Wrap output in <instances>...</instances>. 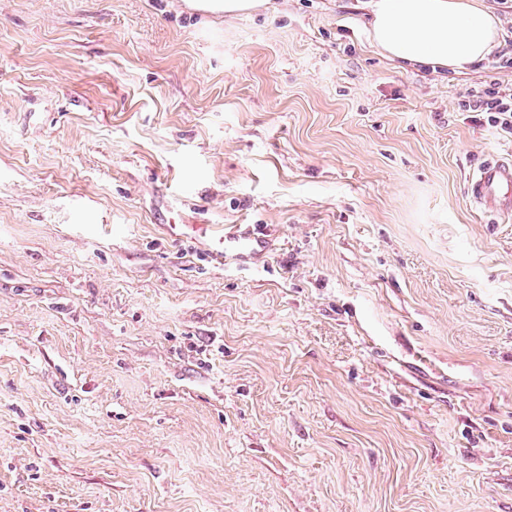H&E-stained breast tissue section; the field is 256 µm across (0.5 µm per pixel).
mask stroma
Here are the masks:
<instances>
[{
    "label": "stroma",
    "mask_w": 512,
    "mask_h": 512,
    "mask_svg": "<svg viewBox=\"0 0 512 512\" xmlns=\"http://www.w3.org/2000/svg\"><path fill=\"white\" fill-rule=\"evenodd\" d=\"M366 21L0 0V512H512V69ZM473 97L463 104L464 111L483 112L489 126L512 134V89L510 93L489 92ZM467 190L477 206L489 211H512V159L491 158L475 168L468 178ZM242 225L244 229L241 230ZM259 224H241L234 232L224 235V246L219 259L224 255L232 254L241 262H247L259 253L265 244V237L260 233Z\"/></svg>",
    "instance_id": "35a3bbf8"
}]
</instances>
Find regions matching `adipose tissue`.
I'll list each match as a JSON object with an SVG mask.
<instances>
[{
    "label": "adipose tissue",
    "instance_id": "ef3b65f1",
    "mask_svg": "<svg viewBox=\"0 0 512 512\" xmlns=\"http://www.w3.org/2000/svg\"><path fill=\"white\" fill-rule=\"evenodd\" d=\"M366 37L389 60L462 71L486 58L498 36L478 0H368Z\"/></svg>",
    "mask_w": 512,
    "mask_h": 512
}]
</instances>
